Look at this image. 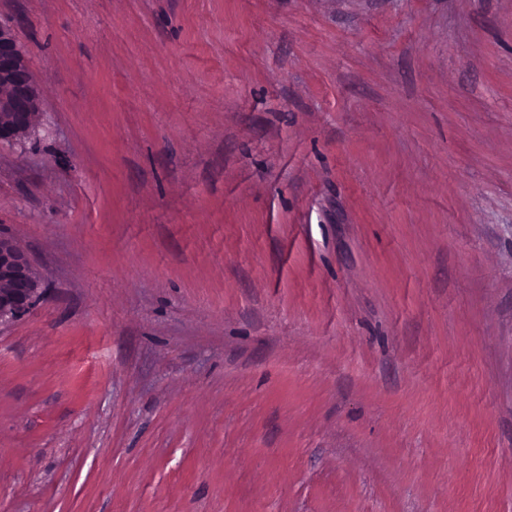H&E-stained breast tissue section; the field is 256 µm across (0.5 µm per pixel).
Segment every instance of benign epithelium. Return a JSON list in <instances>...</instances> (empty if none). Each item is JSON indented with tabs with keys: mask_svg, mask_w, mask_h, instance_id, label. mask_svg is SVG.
<instances>
[{
	"mask_svg": "<svg viewBox=\"0 0 512 512\" xmlns=\"http://www.w3.org/2000/svg\"><path fill=\"white\" fill-rule=\"evenodd\" d=\"M45 130L41 100L13 25L0 21V143L21 145ZM41 281L20 245L0 238V325L24 314Z\"/></svg>",
	"mask_w": 512,
	"mask_h": 512,
	"instance_id": "obj_1",
	"label": "benign epithelium"
}]
</instances>
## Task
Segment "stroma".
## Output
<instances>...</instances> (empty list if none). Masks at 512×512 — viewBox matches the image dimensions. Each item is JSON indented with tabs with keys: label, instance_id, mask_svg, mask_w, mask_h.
Segmentation results:
<instances>
[{
	"label": "stroma",
	"instance_id": "1",
	"mask_svg": "<svg viewBox=\"0 0 512 512\" xmlns=\"http://www.w3.org/2000/svg\"><path fill=\"white\" fill-rule=\"evenodd\" d=\"M0 20V512H512V0ZM41 100L15 28L0 20V143L24 144L45 130ZM41 281L20 245L0 238V325L24 314L36 301Z\"/></svg>",
	"mask_w": 512,
	"mask_h": 512
}]
</instances>
